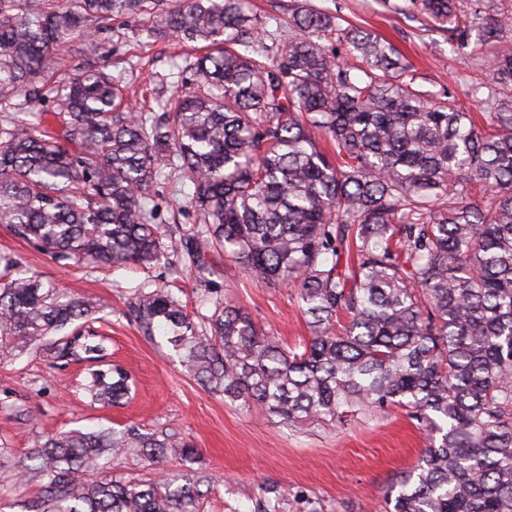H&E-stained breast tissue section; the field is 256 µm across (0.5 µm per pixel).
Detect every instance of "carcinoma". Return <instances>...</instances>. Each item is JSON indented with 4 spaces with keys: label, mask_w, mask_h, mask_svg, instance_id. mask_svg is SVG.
Masks as SVG:
<instances>
[{
    "label": "carcinoma",
    "mask_w": 512,
    "mask_h": 512,
    "mask_svg": "<svg viewBox=\"0 0 512 512\" xmlns=\"http://www.w3.org/2000/svg\"><path fill=\"white\" fill-rule=\"evenodd\" d=\"M468 42L458 0H410ZM191 43L189 87L170 110L132 112L106 67L55 85L52 135L26 109L45 93L52 55L80 53L128 24ZM495 48L480 120L448 90L431 95L394 45L304 3L288 40L247 0H0V224L79 268L186 262L209 284L208 255L230 252L269 287L292 282L313 333L286 349L209 288L205 329L167 288L128 315L164 333L203 386L284 423L404 408L430 435L418 464L385 493L393 512H512V42ZM170 173L198 217L182 252L161 246L150 189ZM479 200L473 199V194ZM100 305L24 270L0 287V360L16 345L88 318ZM57 359L100 357L80 337ZM91 400L120 403L119 367L96 370ZM197 450L136 426L73 430L37 443L36 512H194L213 478L178 485L100 479L105 455L160 463ZM261 512L285 492L263 489Z\"/></svg>",
    "instance_id": "obj_1"
}]
</instances>
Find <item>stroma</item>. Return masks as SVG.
Segmentation results:
<instances>
[{
    "label": "stroma",
    "mask_w": 512,
    "mask_h": 512,
    "mask_svg": "<svg viewBox=\"0 0 512 512\" xmlns=\"http://www.w3.org/2000/svg\"><path fill=\"white\" fill-rule=\"evenodd\" d=\"M330 8L344 20L380 34L397 46L422 78L425 91L450 89L464 109L486 111L471 97L473 84L489 69L491 49L472 43L461 54L448 43L434 20L410 9L407 0H309ZM184 48L154 38L145 46L120 37L88 47L87 60L108 66L125 86L138 110L156 107L159 96H171L176 83L169 73L183 64ZM173 183L151 190L157 224L166 246L177 245L176 227L190 228L196 213L186 201H174ZM10 257L44 285L79 298L107 303L95 328L105 350L98 363H65L49 350H31L0 364V455L11 477L0 481V512H33L41 482L19 476L18 466L44 436L72 429L92 431L134 425L145 432H163L191 442L198 461L185 464L178 449L152 464L137 454L106 460L105 475L148 481L163 472L193 473L201 469L214 483L200 497L198 512H258L263 489L277 485L288 495L280 512H384V492L402 472L413 467L428 437L408 411L390 407L346 416L334 422L289 425L264 419L212 394L187 374L164 337L148 338L126 310L143 285L172 288L191 314H210L202 304L201 285L193 270L159 265L149 269L67 268L39 247L16 238L0 224V259ZM214 285L225 300L242 307L266 335L294 346L311 336L294 285L271 288L245 273L234 258L221 254ZM121 365L131 377V395L109 408L94 404L83 385L91 370Z\"/></svg>",
    "instance_id": "1"
}]
</instances>
